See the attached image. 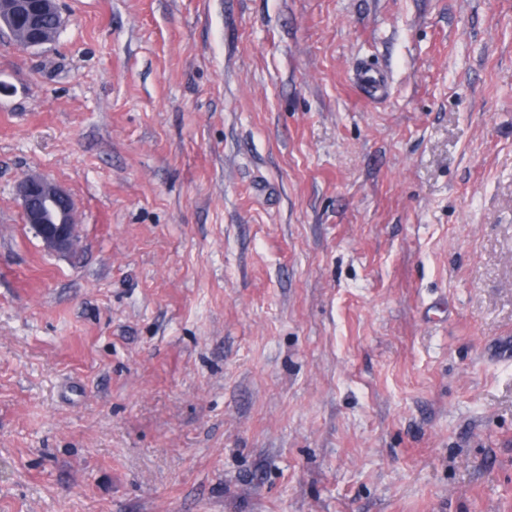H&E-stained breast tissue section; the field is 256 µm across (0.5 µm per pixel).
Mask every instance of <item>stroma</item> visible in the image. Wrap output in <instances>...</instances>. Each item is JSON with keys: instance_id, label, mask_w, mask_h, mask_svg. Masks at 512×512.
<instances>
[{"instance_id": "stroma-1", "label": "stroma", "mask_w": 512, "mask_h": 512, "mask_svg": "<svg viewBox=\"0 0 512 512\" xmlns=\"http://www.w3.org/2000/svg\"><path fill=\"white\" fill-rule=\"evenodd\" d=\"M61 5L0 34V512H512V0ZM26 224L48 251L71 252L78 240L75 205L60 185L44 175H28L18 185ZM38 199L40 204L28 207Z\"/></svg>"}]
</instances>
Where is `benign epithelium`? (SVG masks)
<instances>
[{
	"label": "benign epithelium",
	"mask_w": 512,
	"mask_h": 512,
	"mask_svg": "<svg viewBox=\"0 0 512 512\" xmlns=\"http://www.w3.org/2000/svg\"><path fill=\"white\" fill-rule=\"evenodd\" d=\"M58 11L56 0H38L32 5L27 0L18 4L6 5L0 9V24L8 27L6 15H22L28 18L29 40L27 47L42 46L44 40L37 31L36 23L39 14ZM23 214L26 224L41 239L44 247L56 253L71 252L78 240L75 224V205L72 197L60 185L44 175H28L18 185Z\"/></svg>",
	"instance_id": "7a95c632"
}]
</instances>
